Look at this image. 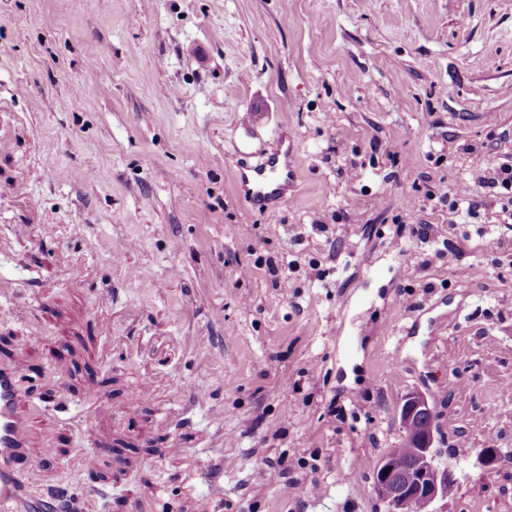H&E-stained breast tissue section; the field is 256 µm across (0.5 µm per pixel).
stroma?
<instances>
[{
    "label": "stroma",
    "instance_id": "1",
    "mask_svg": "<svg viewBox=\"0 0 512 512\" xmlns=\"http://www.w3.org/2000/svg\"><path fill=\"white\" fill-rule=\"evenodd\" d=\"M282 136L292 199L254 209L234 171ZM506 160L512 0H0L28 497L387 512L420 392L455 477L431 512H512V216L444 197Z\"/></svg>",
    "mask_w": 512,
    "mask_h": 512
}]
</instances>
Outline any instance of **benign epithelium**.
Here are the masks:
<instances>
[{"instance_id": "1", "label": "benign epithelium", "mask_w": 512, "mask_h": 512, "mask_svg": "<svg viewBox=\"0 0 512 512\" xmlns=\"http://www.w3.org/2000/svg\"><path fill=\"white\" fill-rule=\"evenodd\" d=\"M434 410L428 399L421 394L407 395L401 405V423L423 420L409 467L398 469L391 463L390 454H385L376 466L374 488L384 502L387 512H407L411 498L420 500V512H429L428 507L439 497L448 496V486L455 483L452 470L436 462L432 450L434 442Z\"/></svg>"}]
</instances>
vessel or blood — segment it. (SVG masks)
I'll return each instance as SVG.
<instances>
[{
  "mask_svg": "<svg viewBox=\"0 0 512 512\" xmlns=\"http://www.w3.org/2000/svg\"><path fill=\"white\" fill-rule=\"evenodd\" d=\"M296 177L276 144L259 164L238 167L235 179L245 201L265 209L290 201L288 189ZM19 379L18 367H0V512H26L23 492L35 480L34 469L24 464L29 418L20 407Z\"/></svg>",
  "mask_w": 512,
  "mask_h": 512,
  "instance_id": "obj_1",
  "label": "vessel or blood"
}]
</instances>
